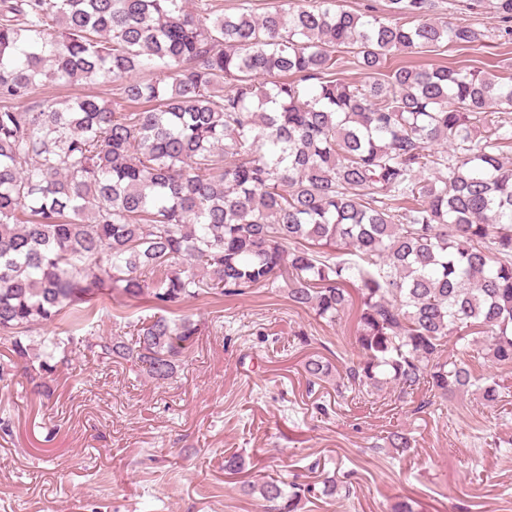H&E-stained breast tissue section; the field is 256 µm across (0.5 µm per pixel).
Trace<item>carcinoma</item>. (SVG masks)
<instances>
[{
	"mask_svg": "<svg viewBox=\"0 0 512 512\" xmlns=\"http://www.w3.org/2000/svg\"><path fill=\"white\" fill-rule=\"evenodd\" d=\"M491 26L280 0L261 16L185 0H0V339L48 388L74 337L119 295L153 314L132 337H81L102 362L173 378L202 327L190 299L278 288L335 323L356 356L313 354L336 397L475 388L476 352L512 369V77L454 66L385 69L392 51L512 41V0H456ZM372 75L336 78L345 56ZM162 72L166 78L157 79ZM115 83L112 102L27 105L37 83ZM448 144L435 151L432 146ZM455 338L457 353L448 350ZM261 512H299L312 486L247 484Z\"/></svg>",
	"mask_w": 512,
	"mask_h": 512,
	"instance_id": "cac0c4a2",
	"label": "carcinoma"
}]
</instances>
